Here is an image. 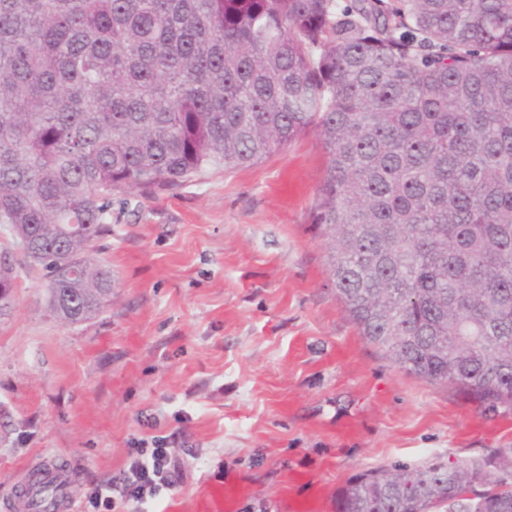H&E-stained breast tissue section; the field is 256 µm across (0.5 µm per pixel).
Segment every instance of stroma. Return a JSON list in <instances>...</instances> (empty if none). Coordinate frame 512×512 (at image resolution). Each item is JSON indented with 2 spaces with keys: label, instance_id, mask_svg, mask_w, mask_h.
Instances as JSON below:
<instances>
[{
  "label": "stroma",
  "instance_id": "stroma-1",
  "mask_svg": "<svg viewBox=\"0 0 512 512\" xmlns=\"http://www.w3.org/2000/svg\"><path fill=\"white\" fill-rule=\"evenodd\" d=\"M315 133L174 191L112 196L95 259L112 300L58 320L16 262L0 317V512L35 465H75L77 512L129 442L173 436L158 512H336L355 473L512 446V412L405 375L360 336L310 219Z\"/></svg>",
  "mask_w": 512,
  "mask_h": 512
}]
</instances>
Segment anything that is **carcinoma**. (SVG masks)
<instances>
[{
	"label": "carcinoma",
	"mask_w": 512,
	"mask_h": 512,
	"mask_svg": "<svg viewBox=\"0 0 512 512\" xmlns=\"http://www.w3.org/2000/svg\"><path fill=\"white\" fill-rule=\"evenodd\" d=\"M309 130L311 223L361 336L511 412L512 0H0V230L64 322L112 299L93 252L113 192ZM15 279L4 251L0 316ZM336 512H512V448L363 471Z\"/></svg>",
	"instance_id": "obj_1"
}]
</instances>
